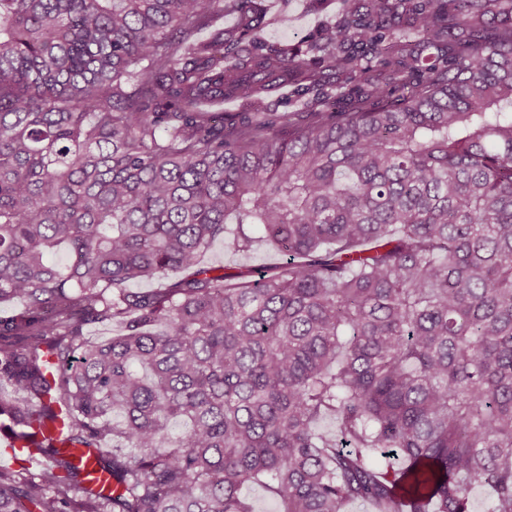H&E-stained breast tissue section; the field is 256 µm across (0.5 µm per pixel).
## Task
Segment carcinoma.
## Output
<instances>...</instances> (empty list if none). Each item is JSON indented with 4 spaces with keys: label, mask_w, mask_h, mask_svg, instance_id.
I'll list each match as a JSON object with an SVG mask.
<instances>
[{
    "label": "carcinoma",
    "mask_w": 512,
    "mask_h": 512,
    "mask_svg": "<svg viewBox=\"0 0 512 512\" xmlns=\"http://www.w3.org/2000/svg\"><path fill=\"white\" fill-rule=\"evenodd\" d=\"M341 2L0 0V512H512V0ZM272 20L262 34L269 42H296L325 23L336 20L340 0L325 1L323 8L314 9L310 0L288 1V26L273 22L282 9V0H266ZM280 261V256L266 242L257 243L253 250L247 254L235 253L224 243H216L204 256L203 262L207 266L223 268L216 271L221 273H238L247 270L270 267Z\"/></svg>",
    "instance_id": "carcinoma-1"
}]
</instances>
